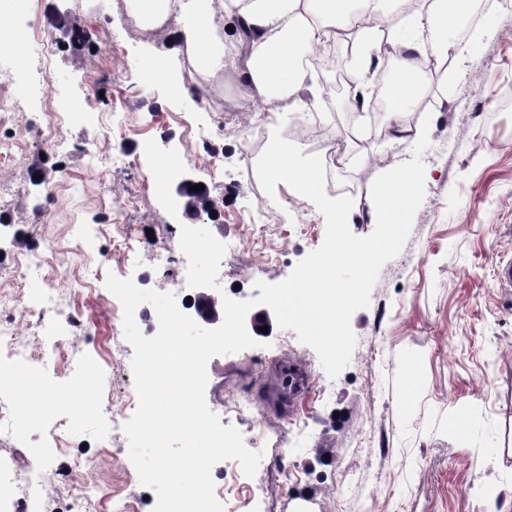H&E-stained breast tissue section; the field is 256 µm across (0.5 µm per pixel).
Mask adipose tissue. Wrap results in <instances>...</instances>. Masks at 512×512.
Listing matches in <instances>:
<instances>
[{
    "mask_svg": "<svg viewBox=\"0 0 512 512\" xmlns=\"http://www.w3.org/2000/svg\"><path fill=\"white\" fill-rule=\"evenodd\" d=\"M402 6L403 0H132L135 19L160 32L169 46L167 56L152 66L157 80H165L171 58L185 54L213 78L238 69L247 94L267 103L288 99L300 112L310 109L301 95L306 56L339 37L353 39L357 51L350 80L359 93L384 39L398 42L402 52L390 88L399 111L390 132L398 141L418 138L400 115L417 105L432 60L456 50L455 25L470 12L472 0H425L423 9L408 17ZM176 9L194 16L193 27L169 25ZM246 24L256 37L242 60L234 49Z\"/></svg>",
    "mask_w": 512,
    "mask_h": 512,
    "instance_id": "1",
    "label": "adipose tissue"
}]
</instances>
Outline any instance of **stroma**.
Returning a JSON list of instances; mask_svg holds the SVG:
<instances>
[{
    "label": "stroma",
    "mask_w": 512,
    "mask_h": 512,
    "mask_svg": "<svg viewBox=\"0 0 512 512\" xmlns=\"http://www.w3.org/2000/svg\"><path fill=\"white\" fill-rule=\"evenodd\" d=\"M481 5L460 22L469 33L464 50L425 79L418 107L403 115L411 127L429 126L425 197L369 306L351 318L357 343L349 365L329 378L312 347L277 327L265 346L209 360L207 406L223 409L225 425L263 453L251 478L238 461L214 465L224 512H512V290L495 279L512 259V7ZM57 10L87 30L84 43L48 24ZM0 23L20 37L17 61L29 73L21 81L27 105L7 121L17 153L0 163V286H9L14 259L49 242L37 270L38 283L59 295L49 317L63 324L81 311L88 331L66 342L99 366L88 387L68 383L70 367L58 361L44 380L43 419L23 439L0 443V461L23 459L21 485L35 512H58L74 493L70 467L78 459L88 461L103 507L117 497L143 503L153 491L139 481L125 433L99 439L96 418L71 420L66 406L82 388L91 402L119 410L135 389L131 366L112 359L131 345L112 313L107 275L142 289L174 286L148 254L157 243L179 252L185 217L172 180L159 184L153 174L180 156L179 174L223 197L207 228L240 245L224 259V285L243 301L259 297L256 281L289 277L325 238L310 200L281 182L271 196L260 185L255 164L273 129L304 155L330 149L344 161L341 169L326 165L325 192L352 199L348 224L358 236L376 225L367 205L374 179L411 160L414 144L374 135L388 113L352 111L338 93L350 68L338 41L334 65L311 76L319 93L308 115L248 97L235 70L215 80L184 55L171 61L169 81L190 82L204 98L144 84L143 70L168 46L135 22L129 0H29L24 12L16 0H0ZM59 136L76 149L47 156ZM118 148L125 167L95 169V154ZM41 163L51 173L38 185L30 169ZM119 234L132 253L114 248ZM284 361L303 371L305 384L288 410L275 412L264 393ZM50 430L61 453L29 460Z\"/></svg>",
    "instance_id": "stroma-1"
}]
</instances>
